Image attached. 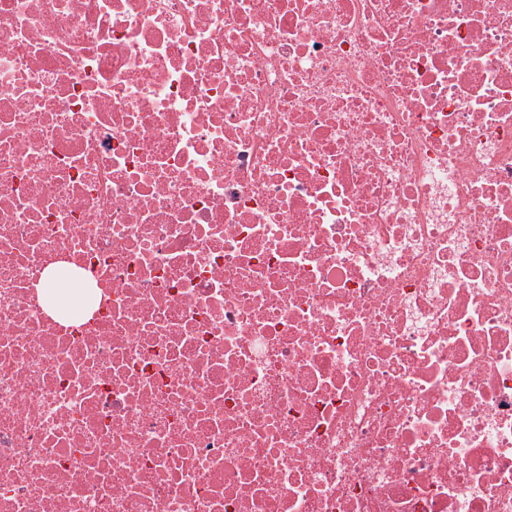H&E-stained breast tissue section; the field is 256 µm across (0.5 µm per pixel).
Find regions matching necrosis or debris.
Returning <instances> with one entry per match:
<instances>
[{"label": "necrosis or debris", "instance_id": "necrosis-or-debris-1", "mask_svg": "<svg viewBox=\"0 0 512 512\" xmlns=\"http://www.w3.org/2000/svg\"><path fill=\"white\" fill-rule=\"evenodd\" d=\"M0 512H512V0H0Z\"/></svg>", "mask_w": 512, "mask_h": 512}]
</instances>
